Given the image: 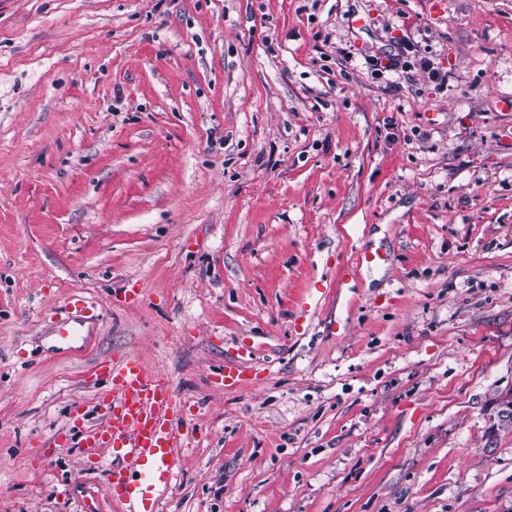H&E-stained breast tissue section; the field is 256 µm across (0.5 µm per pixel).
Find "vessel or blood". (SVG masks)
Listing matches in <instances>:
<instances>
[{"mask_svg": "<svg viewBox=\"0 0 512 512\" xmlns=\"http://www.w3.org/2000/svg\"><path fill=\"white\" fill-rule=\"evenodd\" d=\"M57 334L69 343L77 336L76 322L98 317L96 303L75 295L64 307ZM249 367L227 364L212 374L216 384L233 388L249 377ZM107 388L98 406L101 424L83 429L80 435L65 430L55 433L53 444L74 443L107 449V490L124 512H156L159 497L171 486L185 450L195 443L196 427L185 412L180 391L157 370L126 353L97 362L90 374Z\"/></svg>", "mask_w": 512, "mask_h": 512, "instance_id": "obj_1", "label": "vessel or blood"}]
</instances>
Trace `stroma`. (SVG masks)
Here are the masks:
<instances>
[{
	"mask_svg": "<svg viewBox=\"0 0 512 512\" xmlns=\"http://www.w3.org/2000/svg\"><path fill=\"white\" fill-rule=\"evenodd\" d=\"M129 352L203 437L158 512H512V0H0V512H116L47 447ZM96 307V302L90 298L79 295L72 296L64 306V312L68 318L57 322L59 324L57 336L60 340L69 344L75 339V336H80L74 323L97 320L99 314ZM250 367L244 364H228L225 363L224 367L219 368L212 374L213 382L224 388H233L241 385L249 377Z\"/></svg>",
	"mask_w": 512,
	"mask_h": 512,
	"instance_id": "obj_1",
	"label": "stroma"
}]
</instances>
